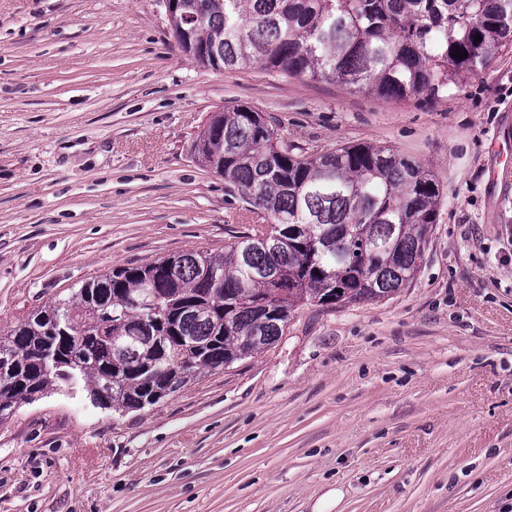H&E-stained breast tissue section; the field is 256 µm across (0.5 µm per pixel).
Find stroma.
Instances as JSON below:
<instances>
[{
	"label": "stroma",
	"instance_id": "35a3bbf8",
	"mask_svg": "<svg viewBox=\"0 0 512 512\" xmlns=\"http://www.w3.org/2000/svg\"><path fill=\"white\" fill-rule=\"evenodd\" d=\"M247 105L288 144L371 143L443 202L409 288L122 414L61 389L0 421V512H512V48L430 105L178 46L162 0H0V332L96 275L255 223L193 144Z\"/></svg>",
	"mask_w": 512,
	"mask_h": 512
}]
</instances>
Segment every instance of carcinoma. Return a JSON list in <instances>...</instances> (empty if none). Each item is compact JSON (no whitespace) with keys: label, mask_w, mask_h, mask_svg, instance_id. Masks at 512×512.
<instances>
[{"label":"carcinoma","mask_w":512,"mask_h":512,"mask_svg":"<svg viewBox=\"0 0 512 512\" xmlns=\"http://www.w3.org/2000/svg\"><path fill=\"white\" fill-rule=\"evenodd\" d=\"M180 4L174 38L205 67L259 66L395 101L443 99L512 46V0ZM194 152L270 223L222 254L115 267L0 336V419L61 387L141 410L274 344L305 305L378 302L413 281L443 194L412 157L367 143L297 153L244 105L208 123Z\"/></svg>","instance_id":"cac0c4a2"}]
</instances>
